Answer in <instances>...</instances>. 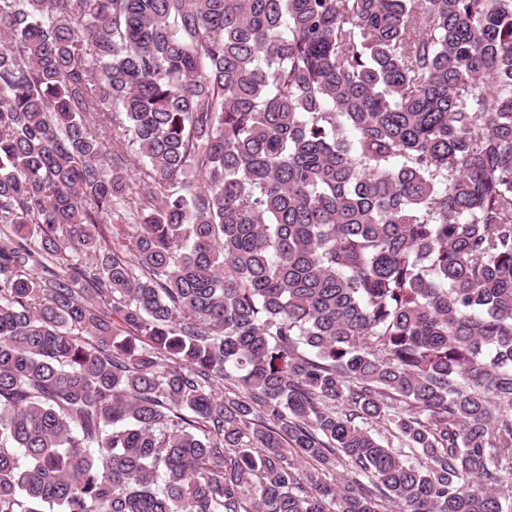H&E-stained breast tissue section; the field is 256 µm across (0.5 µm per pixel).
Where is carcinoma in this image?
<instances>
[{
    "mask_svg": "<svg viewBox=\"0 0 512 512\" xmlns=\"http://www.w3.org/2000/svg\"><path fill=\"white\" fill-rule=\"evenodd\" d=\"M0 224V512H512V0H0Z\"/></svg>",
    "mask_w": 512,
    "mask_h": 512,
    "instance_id": "cac0c4a2",
    "label": "carcinoma"
}]
</instances>
